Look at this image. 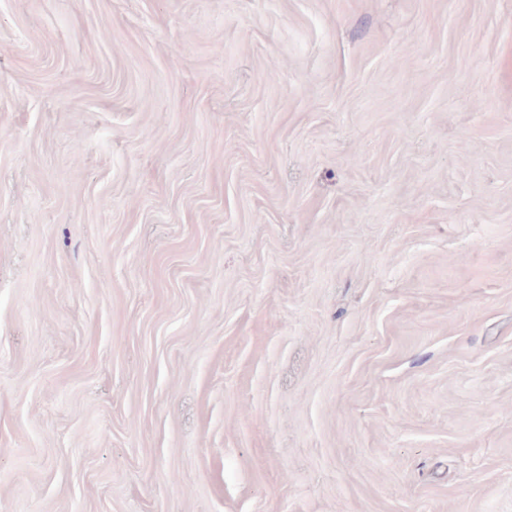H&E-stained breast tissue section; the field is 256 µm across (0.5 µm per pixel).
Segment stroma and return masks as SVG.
<instances>
[{"label":"stroma","mask_w":512,"mask_h":512,"mask_svg":"<svg viewBox=\"0 0 512 512\" xmlns=\"http://www.w3.org/2000/svg\"><path fill=\"white\" fill-rule=\"evenodd\" d=\"M0 512H512V0H0Z\"/></svg>","instance_id":"stroma-1"}]
</instances>
